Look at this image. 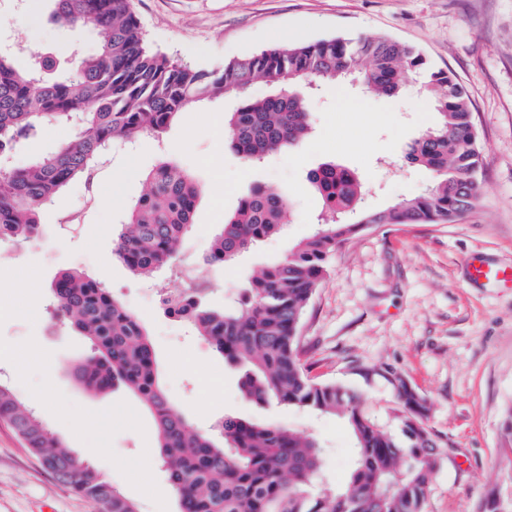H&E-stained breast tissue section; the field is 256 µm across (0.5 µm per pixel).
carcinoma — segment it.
<instances>
[{"instance_id":"obj_1","label":"carcinoma","mask_w":512,"mask_h":512,"mask_svg":"<svg viewBox=\"0 0 512 512\" xmlns=\"http://www.w3.org/2000/svg\"><path fill=\"white\" fill-rule=\"evenodd\" d=\"M55 22L101 31L97 51L70 50L64 65L49 52H28L19 65L0 51V243L23 244L39 228L40 211L71 180H90L95 160L117 141L157 139L185 112L217 98L238 106L224 115V141L248 163L297 145L311 133L300 88L358 80L368 92L395 96L414 76L438 119L413 140L406 159L427 168L434 184L390 209L355 219L357 175L329 161L308 174L324 205L322 222L281 260L249 276L231 307L207 305L199 291L182 311L196 332L230 364H246L243 395L258 403L307 407L342 417L355 459L341 486L324 480L319 440L284 424L226 417L221 439L195 429L163 389L153 350L137 318L102 283L65 270L51 287L52 316L87 337L89 351L71 370L89 392L123 384L145 405L158 438L157 463L178 499V512H424L441 438L426 425L427 407L395 370L382 367L398 401L400 434L380 428L360 396L334 382H315L300 361L305 309L345 241L377 224H454L483 194L482 156L463 88L434 69L414 46L388 37H333L278 44L209 68L182 63L146 44L133 0H50ZM263 82L275 92L252 97ZM49 125L74 136L18 167L11 153ZM198 188L180 168L159 164L128 210L113 253L142 278L172 266L193 223ZM288 198L256 184L224 217L210 260L224 263L283 230ZM0 422L74 495L96 512H139L137 504L94 465L70 450L41 416L0 380Z\"/></svg>"}]
</instances>
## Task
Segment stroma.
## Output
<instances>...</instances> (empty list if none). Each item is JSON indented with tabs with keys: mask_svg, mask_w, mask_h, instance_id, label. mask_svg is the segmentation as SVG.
Returning <instances> with one entry per match:
<instances>
[{
	"mask_svg": "<svg viewBox=\"0 0 512 512\" xmlns=\"http://www.w3.org/2000/svg\"><path fill=\"white\" fill-rule=\"evenodd\" d=\"M148 44L199 67L255 54L275 43L331 37L388 36L422 51L464 87L482 149L484 193L476 211L455 224H384L340 246L309 303L302 363L309 376L347 387L368 415L393 429L395 396L385 379L362 369L401 373L430 406L427 425L439 451L425 512H481L487 496L512 500V288L473 282V260L512 263V0H133ZM0 42L59 53L100 44L91 28L71 29L50 17L48 0H0ZM224 99L187 112L161 142L116 145L96 161L92 180L71 181L40 215L37 237L0 245V379L139 512H177L156 462L152 417L123 386L92 395L72 378L89 343L46 314L56 275L75 268L102 282L140 320L153 345L162 383L198 430L217 435L227 416L282 423L316 435L325 468L343 481L354 462L344 421L277 403L256 404L240 391V368L175 321L160 301L188 283L214 306L230 304L244 277L311 235L322 199L307 176L333 160L364 185L363 210L380 211L424 192L430 171L409 164L407 145L434 122L425 98L408 90L363 95L321 84L310 102L312 135L270 155L258 167L224 148ZM167 160L199 185L194 222L179 263L192 281L134 276L112 255L124 212L147 173ZM254 182L290 201L282 234L223 266L206 262L225 214ZM41 359H31V347ZM0 423V512H92Z\"/></svg>",
	"mask_w": 512,
	"mask_h": 512,
	"instance_id": "35a3bbf8",
	"label": "stroma"
}]
</instances>
